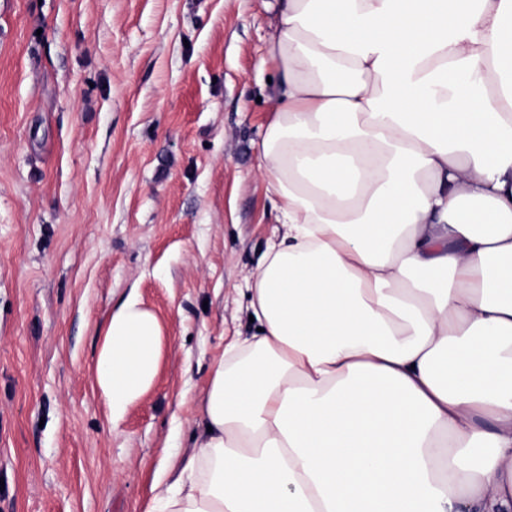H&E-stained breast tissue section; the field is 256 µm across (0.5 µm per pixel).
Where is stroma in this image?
Segmentation results:
<instances>
[{"label":"stroma","instance_id":"35a3bbf8","mask_svg":"<svg viewBox=\"0 0 512 512\" xmlns=\"http://www.w3.org/2000/svg\"><path fill=\"white\" fill-rule=\"evenodd\" d=\"M275 0H0V512H147L251 333ZM164 327L120 425L93 384L129 291Z\"/></svg>","mask_w":512,"mask_h":512}]
</instances>
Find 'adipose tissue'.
I'll use <instances>...</instances> for the list:
<instances>
[{"label": "adipose tissue", "mask_w": 512, "mask_h": 512, "mask_svg": "<svg viewBox=\"0 0 512 512\" xmlns=\"http://www.w3.org/2000/svg\"><path fill=\"white\" fill-rule=\"evenodd\" d=\"M255 332L147 512H512V0H278ZM163 327L110 315L113 422Z\"/></svg>", "instance_id": "ef3b65f1"}]
</instances>
